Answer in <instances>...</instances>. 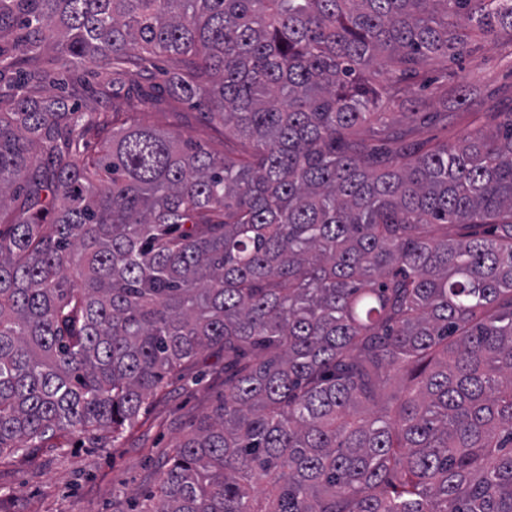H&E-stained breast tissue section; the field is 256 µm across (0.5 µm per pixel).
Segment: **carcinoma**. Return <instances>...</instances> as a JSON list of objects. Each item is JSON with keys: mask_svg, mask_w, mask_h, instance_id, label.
Returning a JSON list of instances; mask_svg holds the SVG:
<instances>
[{"mask_svg": "<svg viewBox=\"0 0 512 512\" xmlns=\"http://www.w3.org/2000/svg\"><path fill=\"white\" fill-rule=\"evenodd\" d=\"M474 32L512 0H0V455L117 442L212 351L139 512H512V116L382 112ZM158 54L236 152L41 93Z\"/></svg>", "mask_w": 512, "mask_h": 512, "instance_id": "1", "label": "carcinoma"}]
</instances>
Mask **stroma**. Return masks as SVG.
I'll return each mask as SVG.
<instances>
[{
	"label": "stroma",
	"instance_id": "35a3bbf8",
	"mask_svg": "<svg viewBox=\"0 0 512 512\" xmlns=\"http://www.w3.org/2000/svg\"><path fill=\"white\" fill-rule=\"evenodd\" d=\"M512 45L476 38L462 63L434 62L422 84L412 86L391 121L411 129L419 141L455 143L483 123H498L512 112ZM170 64L151 60L138 76L141 92L99 96L111 84L112 69L99 66L66 73L73 85L69 99L85 112H126L154 128L182 135L214 152L235 148L220 125L204 118L199 107L167 96ZM467 86L473 104L459 107L450 94ZM224 360L207 353L184 367L181 377L150 400L133 432L113 442L78 434L57 437L41 448L0 456V512H129L135 500L154 489V467L170 455L181 432L211 413L224 393Z\"/></svg>",
	"mask_w": 512,
	"mask_h": 512
}]
</instances>
